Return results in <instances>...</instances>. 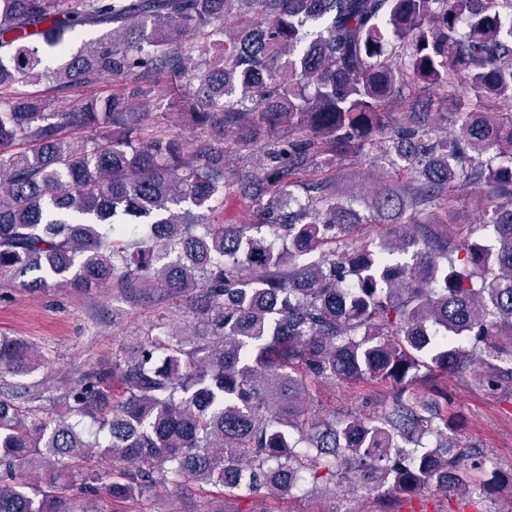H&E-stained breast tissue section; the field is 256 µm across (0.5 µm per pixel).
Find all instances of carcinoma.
Masks as SVG:
<instances>
[{
	"instance_id": "cac0c4a2",
	"label": "carcinoma",
	"mask_w": 512,
	"mask_h": 512,
	"mask_svg": "<svg viewBox=\"0 0 512 512\" xmlns=\"http://www.w3.org/2000/svg\"><path fill=\"white\" fill-rule=\"evenodd\" d=\"M230 14L243 34L228 45ZM191 32L206 38L183 43ZM109 80L118 88L77 110L16 92ZM417 88L476 102L454 113L450 138L391 122L387 103ZM150 94L158 111H138ZM175 109L204 138L166 132ZM230 135L263 147L259 170L228 169ZM370 154L415 184L372 197L390 218L381 246L354 237L353 199L319 177ZM231 187L248 218L207 223L200 210ZM473 188L493 245L453 242L449 211L419 218ZM264 227L282 231V250ZM3 272L30 292L155 285L190 297L206 334L144 338L85 372L54 414H23L1 390L0 468L45 477L1 480L0 512H67L81 476L84 512L98 489L126 502L184 477L274 500L303 484L385 486L381 512H427L413 504L431 485L506 489L512 512V470L459 444L448 409L450 374L512 385V0H0ZM34 364L24 342L0 339L1 375ZM336 382L386 400L328 415L311 385ZM96 455L105 466L83 476Z\"/></svg>"
}]
</instances>
